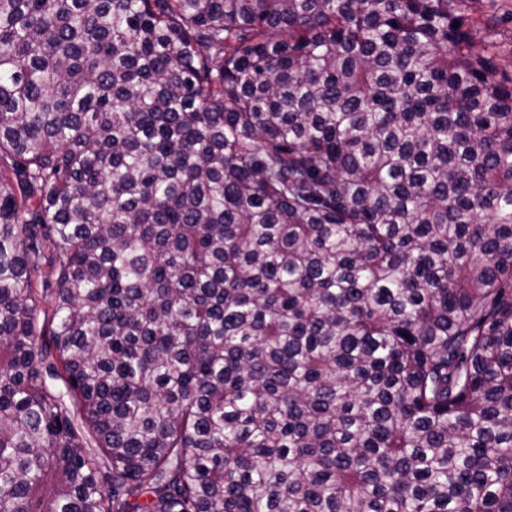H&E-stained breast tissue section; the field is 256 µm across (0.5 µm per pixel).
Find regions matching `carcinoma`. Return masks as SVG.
Returning <instances> with one entry per match:
<instances>
[{"mask_svg": "<svg viewBox=\"0 0 512 512\" xmlns=\"http://www.w3.org/2000/svg\"><path fill=\"white\" fill-rule=\"evenodd\" d=\"M466 2L0 0V512H512Z\"/></svg>", "mask_w": 512, "mask_h": 512, "instance_id": "carcinoma-1", "label": "carcinoma"}]
</instances>
